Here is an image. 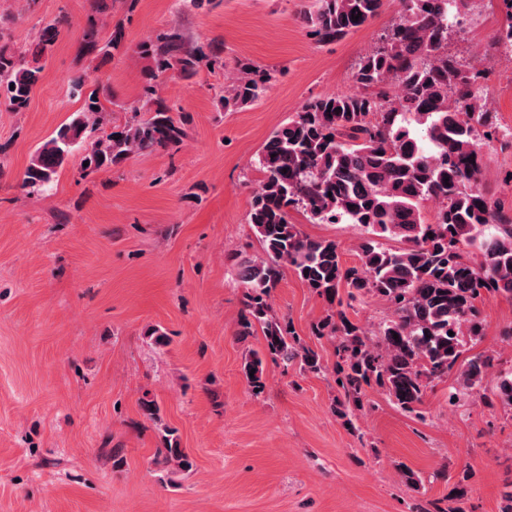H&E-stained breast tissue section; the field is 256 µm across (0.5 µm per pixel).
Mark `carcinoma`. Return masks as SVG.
Returning <instances> with one entry per match:
<instances>
[{
  "mask_svg": "<svg viewBox=\"0 0 512 512\" xmlns=\"http://www.w3.org/2000/svg\"><path fill=\"white\" fill-rule=\"evenodd\" d=\"M384 0H314L302 21L320 41H340L373 20ZM471 0H398L395 22L367 51L352 74L355 90L318 96L278 127L256 155L261 174L248 223L261 247L258 258L235 259L246 289L238 336L261 328L264 353H249L243 373L263 390V358L296 363L320 373L321 356L283 324L270 294L290 269L329 308L314 335L331 342L339 396L334 411L352 427L365 388L375 384L405 412L423 401L427 386L456 373L453 396L480 395L484 406L512 418V371L495 374L499 357L484 352L462 359L467 341L483 335L478 304L488 295L512 298V215L482 187L483 145L497 138V114L487 99L484 71L448 53L455 21ZM503 22L494 44L512 47V0H499ZM57 24L47 25L35 47L17 52L0 45V98L26 108L54 45ZM121 42L105 41L95 23L83 32L81 51L106 58ZM156 61L151 78L170 69L193 76L204 58L182 49L172 31L140 46ZM267 70L241 64L226 77L224 108L262 99ZM105 121L96 92L84 111L61 126L32 155L22 187L48 192L73 150H83L84 170L119 166L134 154L177 150L186 133L163 101L152 115L89 141L87 128ZM436 211L427 217L425 204ZM296 209L313 224H354L363 231L360 264H342L340 246L314 239L290 222ZM398 238L402 246L383 247ZM471 248L480 261L465 255ZM347 289V299L340 288ZM370 296L392 308L375 333L352 322L346 309ZM156 464L167 482L192 462L174 431L162 427Z\"/></svg>",
  "mask_w": 512,
  "mask_h": 512,
  "instance_id": "1",
  "label": "carcinoma"
}]
</instances>
